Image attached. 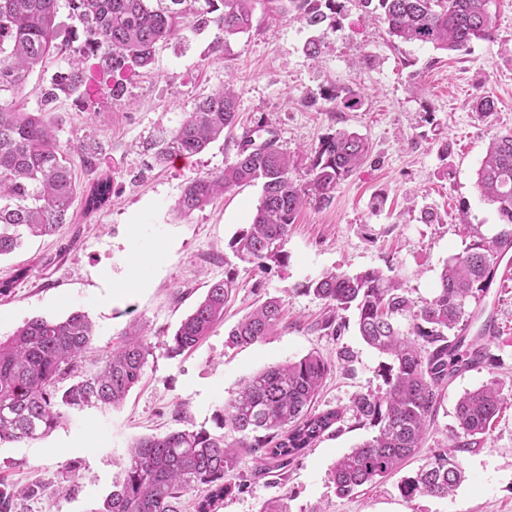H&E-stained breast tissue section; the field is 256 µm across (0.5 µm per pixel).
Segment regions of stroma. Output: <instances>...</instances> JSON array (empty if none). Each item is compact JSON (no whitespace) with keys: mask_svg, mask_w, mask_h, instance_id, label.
I'll list each match as a JSON object with an SVG mask.
<instances>
[{"mask_svg":"<svg viewBox=\"0 0 512 512\" xmlns=\"http://www.w3.org/2000/svg\"><path fill=\"white\" fill-rule=\"evenodd\" d=\"M341 4L337 27L324 31L320 60L305 54L313 31L292 18L288 0H254L252 29L227 52H211L214 29L189 28L181 41L158 46L154 63L131 75L121 99L101 101L89 113L70 97L54 103L60 141L90 135L99 144L95 170L74 162L77 184L84 189L96 176L111 175L112 200L90 214L74 202L68 223L0 258V282L13 283L0 295V337L36 317L82 311L96 327L95 358L134 328L150 354L119 409L76 413L42 440L0 445V488L14 494L13 512H42V496L27 490L62 482L66 464L74 467L71 489L53 501V512H93L111 493L132 439L175 429L222 434L224 406L245 380L312 351L336 363L314 408L339 410L341 420L284 468L259 466L252 454L241 453L216 512H260L275 500L287 512H512V402L480 446L460 454L464 479L452 496L408 499L399 491L405 477L449 444L465 391L493 377L512 390V280L470 305L467 334L481 337L488 358L449 380L419 452L384 482L350 497L337 495L329 472L337 458L374 435L352 405L358 394L382 388L380 368L388 358L362 340L354 311L335 314L344 323L340 335L321 329L330 312L304 290L326 273L377 268L421 302L432 297L444 262L462 253L473 233L490 237L500 230L496 207L481 196L476 179L491 137L512 132V0H495L492 38L461 55L392 41L386 24L368 17L360 0ZM228 80L239 95V130L265 121L294 157L297 184L309 181L314 151L328 134L354 131L372 147L329 204L303 208L282 245L286 261L264 269L235 247L259 204L260 184L237 187L188 216L174 208L190 179L232 161V140L215 142L186 163L144 166L142 143L174 127ZM335 87L356 90L359 105L337 106L326 96ZM484 95L495 100L487 117L475 108ZM427 206L439 222L421 221ZM228 274L236 287L223 322L195 349L171 356L180 323L209 283ZM269 297L284 302L282 328L265 341L228 348L230 329ZM490 317L498 319L499 331L481 335Z\"/></svg>","mask_w":512,"mask_h":512,"instance_id":"stroma-1","label":"stroma"}]
</instances>
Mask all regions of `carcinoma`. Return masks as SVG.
<instances>
[{
    "mask_svg": "<svg viewBox=\"0 0 512 512\" xmlns=\"http://www.w3.org/2000/svg\"><path fill=\"white\" fill-rule=\"evenodd\" d=\"M66 2L81 25L70 34L61 33L57 22L59 0H0V257L13 253L26 238L50 235L67 222L76 195L71 153H81L91 168L96 164L94 142L63 144L57 137L51 109L59 94L79 103L94 96L123 97L126 87L120 77L150 67L156 46L179 41L189 26L215 28L211 51H225L252 27L254 0ZM361 2L400 43L467 52L473 42L494 34L492 0ZM290 3L295 18L310 27L338 24V0ZM53 54L65 57L66 67L43 90L38 110L29 112L21 106L28 77ZM331 97L345 108L359 103L351 88L335 89ZM237 122L238 97L224 87L195 103L172 130L146 142L144 151L156 164L189 159L224 138V130H233ZM263 131L259 124L235 141L234 159L218 172L188 181L174 205L189 216L219 193L261 183L250 227L236 241L238 252L260 267L285 260L281 246L303 206L331 202L339 182L371 155L367 140L355 132L328 135L314 151L311 179L303 187L291 178L294 158L275 137L261 138ZM477 187L496 206L502 229L491 237L474 232L466 250L443 264L438 286L423 304L375 268L352 275L328 273L306 285L331 312L355 310L364 342L392 360L382 374L384 389L353 401L355 415L377 433L333 465L330 479L342 497L394 474L421 447L448 380L487 358L478 339L467 340V307L492 287L500 259L512 250V132L491 138L477 171ZM111 197L112 176L97 178L86 193V211L100 209ZM233 288L229 275L209 284L173 334L172 354L195 347L224 319ZM281 320V300L268 298L228 332L226 345L261 342L278 330ZM93 340L92 322L79 311L62 320L34 318L0 339L1 443L36 441L65 424L74 411L121 405L140 380L148 345L135 333L105 356L103 366L78 376V360ZM333 367L322 355L310 353L257 372L224 406L227 437L178 429L135 440L112 492L91 512H179L181 497L195 489L203 493L197 512H214L229 490L224 475L235 469L241 450L260 462L273 459L286 465L341 419L338 410H312ZM73 375L75 382L60 386ZM505 402L503 383L496 378L465 392L456 404L451 446L404 479L402 495L452 494L462 479L458 453L480 444Z\"/></svg>",
    "mask_w": 512,
    "mask_h": 512,
    "instance_id": "obj_1",
    "label": "carcinoma"
}]
</instances>
